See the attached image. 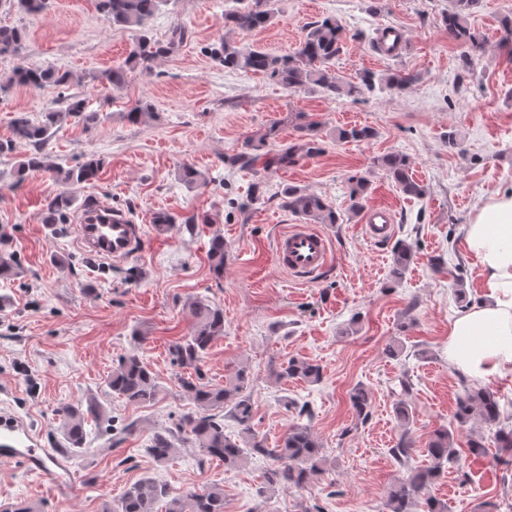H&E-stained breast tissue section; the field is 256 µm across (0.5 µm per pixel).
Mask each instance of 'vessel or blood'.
Wrapping results in <instances>:
<instances>
[{
  "label": "vessel or blood",
  "instance_id": "vessel-or-blood-1",
  "mask_svg": "<svg viewBox=\"0 0 512 512\" xmlns=\"http://www.w3.org/2000/svg\"><path fill=\"white\" fill-rule=\"evenodd\" d=\"M363 229L374 244L388 242L395 235L393 214L387 209H370L363 216ZM81 249L91 257L126 258L145 243L143 228L128 217L113 216L106 224L78 227ZM276 264L294 277L307 280L327 270L332 258L329 236L304 224H296L276 239ZM17 466L49 481L54 498L69 501L81 492L75 465L69 453L51 447L43 432L12 414L0 413V467Z\"/></svg>",
  "mask_w": 512,
  "mask_h": 512
}]
</instances>
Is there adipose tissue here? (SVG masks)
<instances>
[{
  "label": "adipose tissue",
  "instance_id": "obj_1",
  "mask_svg": "<svg viewBox=\"0 0 512 512\" xmlns=\"http://www.w3.org/2000/svg\"><path fill=\"white\" fill-rule=\"evenodd\" d=\"M464 246L478 265L486 302L462 310L448 326V362L484 380L512 372V192H495L465 227Z\"/></svg>",
  "mask_w": 512,
  "mask_h": 512
}]
</instances>
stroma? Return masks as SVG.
Wrapping results in <instances>:
<instances>
[{"instance_id": "35a3bbf8", "label": "stroma", "mask_w": 512, "mask_h": 512, "mask_svg": "<svg viewBox=\"0 0 512 512\" xmlns=\"http://www.w3.org/2000/svg\"><path fill=\"white\" fill-rule=\"evenodd\" d=\"M448 6L449 0H273L272 24L229 33L224 13L236 9L235 0H168L151 20V33L164 41L181 25L188 40L115 87L89 75L124 64L134 36L104 20L97 0H49L33 15L0 0V24L24 33L19 56L0 58V74L20 62L71 74L63 90L16 86L0 94V139L11 137L16 115L38 122L62 98L73 97L85 100L99 120L87 129L63 117L45 146L48 162L74 166L92 154L105 160L96 181L73 187L78 204L67 223L47 224L44 206L62 185L45 172L18 178L26 143L0 155V236L22 268L18 277L0 280V409L59 445L62 405L93 401L102 408L101 418L87 420L85 445L73 453L79 496L59 503L19 468L0 467L1 504L105 512L131 485L153 478L174 495L219 486L224 512H384L390 489L410 470L430 466L425 448L445 426L459 453H466L473 434L482 437L486 453L444 467L432 494L447 502L448 512H475L485 501L497 512H512V465L499 458L493 429L455 419L458 397L483 386L495 392L512 424V373L479 381L448 362L450 321L466 304L486 299L464 247V226L488 194L512 189V44L503 41L512 0H481L470 18L484 40L476 54L443 25ZM326 17L346 34L333 62L337 75L353 82L372 72L380 80L374 91L353 99L314 88L288 90L263 75L224 68L207 52L228 35L243 47L289 54L305 26ZM386 26L403 32L399 54L375 46ZM467 55L472 65L466 70ZM398 72L414 74L415 82L401 91L387 88L384 78ZM142 99L153 104V116L127 121L125 112ZM302 117L318 122L321 154L268 171L227 165L247 137L268 127L276 129L268 149L294 142ZM353 125L373 128L374 137L337 139V129ZM386 154L408 158L423 196L404 195L374 166ZM185 164L203 172L207 186L181 182L178 170ZM354 176L369 181L364 208L393 211L395 241L414 247L399 282L391 280L392 243L367 241L361 215L349 210ZM289 185L321 196L339 216L322 227L332 240L333 266L307 282L280 269L273 257L275 236L299 221L280 205ZM85 200L141 224L143 250L121 262L84 254L77 226ZM160 211L175 218L171 232L157 231L153 217ZM193 214L211 221L186 231L183 221ZM216 234L224 237L219 279L208 259ZM438 256L444 259L439 267ZM457 275L466 289L462 300L453 285ZM196 299L224 311V334L201 361L206 380L222 385L245 372L252 426L266 447H276L294 423L310 426L327 470L308 485L264 492L274 462L261 455L228 468L179 441L164 461L150 454L153 435L194 409L179 383L185 371L173 365L169 346L189 334L186 306ZM398 340L405 350L394 358L388 349ZM132 351L155 374L159 394L152 403L128 404L105 385ZM292 357L317 363L320 381L279 378ZM358 386L370 402L364 420L349 400ZM400 399L413 414L405 427L393 411ZM403 437L412 445L405 463L391 453Z\"/></svg>"}]
</instances>
